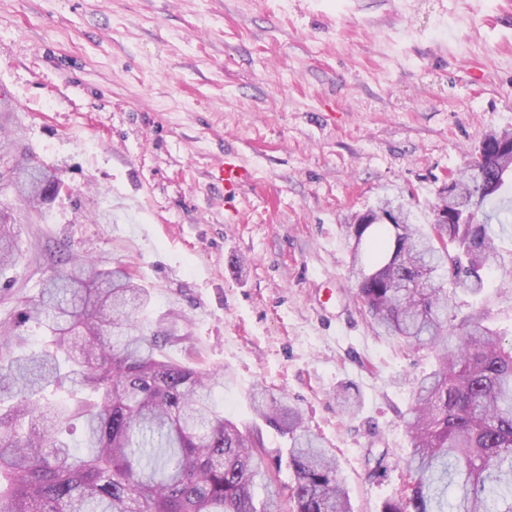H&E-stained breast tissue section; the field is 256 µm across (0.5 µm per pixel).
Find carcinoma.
I'll return each mask as SVG.
<instances>
[{
  "label": "carcinoma",
  "mask_w": 512,
  "mask_h": 512,
  "mask_svg": "<svg viewBox=\"0 0 512 512\" xmlns=\"http://www.w3.org/2000/svg\"><path fill=\"white\" fill-rule=\"evenodd\" d=\"M500 154H482L459 174L494 181L481 195L482 224L424 231L405 204L399 224H347L357 297L374 329L428 347L438 365L413 384L405 420L415 475L410 493L382 512H512V345L448 316L451 294L478 295L500 268L491 221L512 224ZM20 197L42 204L45 168L17 164ZM21 250L14 217L0 211V273ZM146 293L124 266L77 259L24 304L12 328L33 323L38 350L0 351V512H267L255 487L277 481L259 436L224 417V371L160 354L161 339L138 322ZM254 413L284 439L291 512H353L332 451L285 397L251 395ZM82 422L80 439L60 437Z\"/></svg>",
  "instance_id": "carcinoma-1"
}]
</instances>
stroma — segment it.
I'll return each mask as SVG.
<instances>
[{"instance_id": "35a3bbf8", "label": "stroma", "mask_w": 512, "mask_h": 512, "mask_svg": "<svg viewBox=\"0 0 512 512\" xmlns=\"http://www.w3.org/2000/svg\"><path fill=\"white\" fill-rule=\"evenodd\" d=\"M0 99V154L72 188L35 210L0 181L22 251L0 326L60 253L123 264L163 354L223 370L267 467L283 440L258 387L334 448L355 512L404 495V416L435 354L373 332L343 230L387 194L426 225L512 131V0H0ZM228 159L251 173L232 196L213 179ZM453 314L511 340L512 276Z\"/></svg>"}]
</instances>
